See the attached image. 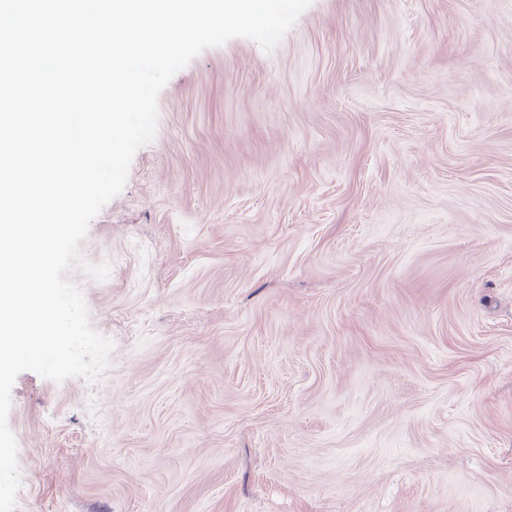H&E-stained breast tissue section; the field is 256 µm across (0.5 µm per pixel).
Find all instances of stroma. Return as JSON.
<instances>
[{
    "instance_id": "35a3bbf8",
    "label": "stroma",
    "mask_w": 512,
    "mask_h": 512,
    "mask_svg": "<svg viewBox=\"0 0 512 512\" xmlns=\"http://www.w3.org/2000/svg\"><path fill=\"white\" fill-rule=\"evenodd\" d=\"M80 245L96 381L11 392L15 512H512V0L205 49Z\"/></svg>"
}]
</instances>
